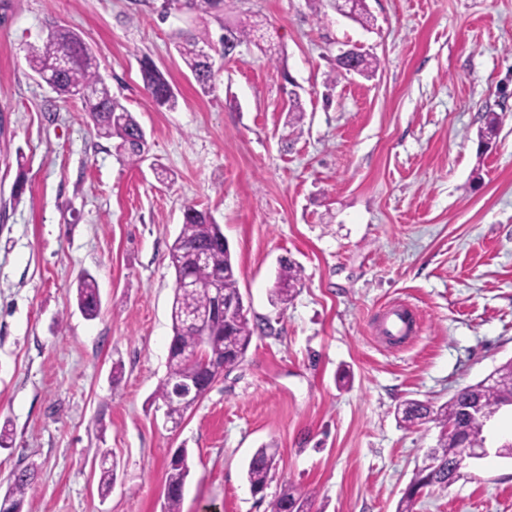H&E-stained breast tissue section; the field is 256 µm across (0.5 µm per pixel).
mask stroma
Returning <instances> with one entry per match:
<instances>
[{
    "label": "stroma",
    "mask_w": 512,
    "mask_h": 512,
    "mask_svg": "<svg viewBox=\"0 0 512 512\" xmlns=\"http://www.w3.org/2000/svg\"><path fill=\"white\" fill-rule=\"evenodd\" d=\"M182 2L0 0V425L12 432L0 496L31 464L39 489L24 512H161L166 464L184 448L182 512H271L288 481L312 512H396L439 434L405 426L398 407L442 404L512 359V0H366L367 28L329 0H224L201 16ZM240 22L256 23L252 41L215 55L202 93L179 32L215 42ZM57 26L80 34L145 130L140 162L29 69L28 45ZM353 44L374 76L332 74ZM146 57L176 109L144 90ZM292 92L305 111L296 132ZM490 112L499 130L486 146ZM189 207L223 228L260 330L175 425L152 395L172 335L168 250ZM285 258L302 281L281 305ZM87 273L93 319L75 302ZM395 303L418 325L399 346L381 331ZM509 435L507 406L488 455L417 512H512V458L496 452ZM269 443L280 479L257 497L245 465ZM101 448L119 464L104 500ZM78 306L88 319L96 318L100 309L98 286L94 277L87 275L80 279L77 288Z\"/></svg>",
    "instance_id": "stroma-1"
}]
</instances>
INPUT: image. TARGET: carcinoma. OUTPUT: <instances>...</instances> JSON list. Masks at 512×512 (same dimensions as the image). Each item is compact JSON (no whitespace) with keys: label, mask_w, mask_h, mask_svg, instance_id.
Segmentation results:
<instances>
[{"label":"carcinoma","mask_w":512,"mask_h":512,"mask_svg":"<svg viewBox=\"0 0 512 512\" xmlns=\"http://www.w3.org/2000/svg\"><path fill=\"white\" fill-rule=\"evenodd\" d=\"M224 0H184L183 7L192 12L210 13L221 8ZM213 43L199 39L190 32L182 34L179 42L180 56L191 71L202 93H207L213 81V63L203 55L202 49ZM26 59L35 73L52 74V89L63 99L77 97L84 111L91 117L98 136L117 139V149L133 162L142 160L146 150V136L141 124L131 112L112 94L111 88L99 77L90 47L80 35L67 28L50 31L38 46L26 49ZM141 75L145 91L154 103L163 108L177 106V96L165 75L152 60H141ZM207 257L208 274L196 279V287L183 291L174 289L170 308L172 323L168 349L167 373L158 384L153 398L163 403L165 416L178 424L196 400L178 399L171 395V383L175 379H191L208 384L220 370L227 372L239 366L247 353L252 338L261 326L246 318L228 319L219 314L210 315L204 328L199 329L186 320L189 313L204 309L212 302L214 287L224 292V297L240 296L236 266L230 246L220 225L210 214L195 208L184 213L181 231L169 247V265L175 277L185 274L197 263L199 256ZM301 280V270L291 263L279 267L273 294L277 302L286 304L292 298ZM78 306L88 319L97 317L100 309L98 286L94 277L80 279L77 288ZM499 381L491 385L478 382L468 385L458 395L441 405L426 401H410L397 410L401 422L407 425L432 423L439 428L435 454L442 461L457 458L459 448L468 443H484L480 416H465L463 403L470 395H477L487 407H503L512 404V360L495 370ZM111 450L104 448L98 464V492L105 499L117 479V462L110 459ZM191 471L188 450L178 449L166 466L165 495L162 512H181L183 491ZM279 472L277 449L264 445L253 453L247 463L246 477L253 494H261L274 481ZM448 482L436 476L432 469L418 467L405 489L397 512H415L414 507L427 489H445ZM36 491L34 472L23 467L12 473L9 487L0 500V512H22L26 498ZM284 508L288 512H309V498L286 484L272 504V512Z\"/></svg>","instance_id":"cac0c4a2"}]
</instances>
